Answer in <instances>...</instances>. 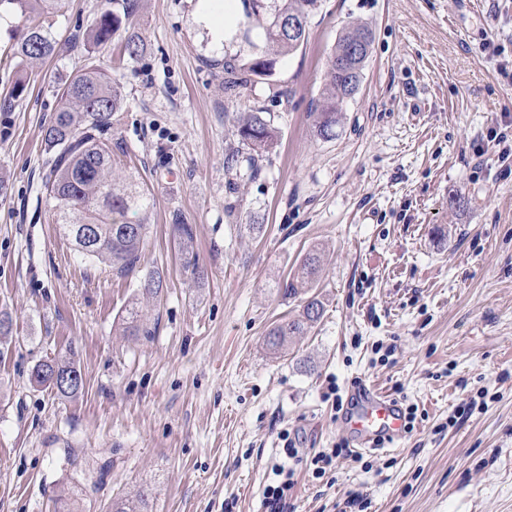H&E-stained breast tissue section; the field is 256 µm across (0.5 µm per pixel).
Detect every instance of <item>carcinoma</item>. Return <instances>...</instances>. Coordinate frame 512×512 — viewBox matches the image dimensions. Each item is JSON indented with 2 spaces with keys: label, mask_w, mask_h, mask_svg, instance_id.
Masks as SVG:
<instances>
[{
  "label": "carcinoma",
  "mask_w": 512,
  "mask_h": 512,
  "mask_svg": "<svg viewBox=\"0 0 512 512\" xmlns=\"http://www.w3.org/2000/svg\"><path fill=\"white\" fill-rule=\"evenodd\" d=\"M63 0H0V15L48 18L62 7ZM136 0H112V9L96 18L83 35L87 54L83 63L59 79L43 74L42 79L55 88L57 108L44 130L45 151L49 155V170L44 180L46 202L53 210L55 223L71 239L83 256L112 264L116 275L133 273L141 259L148 230V219L153 199L135 175L114 177L112 170V143L104 135L112 127V114L123 103L120 87L112 80V73L100 66L95 50L112 42L120 31L123 54L131 60L144 52L145 44L135 31ZM246 18L254 19L264 29V47L246 41L239 57L247 61L241 68L224 62L226 87L236 89L245 83L242 73L271 76L274 57L290 54L304 43L310 16L319 8L320 0H244ZM297 18L301 24L295 34H288V19ZM366 40V48L359 56L349 59L351 73L336 72V58L347 54L359 40ZM373 32L366 25H353L342 30L329 57L323 74V90L313 116L314 135L322 140L336 137L346 106L357 94L369 58ZM62 46L51 31L42 24L31 27L25 38L11 48L10 59L19 73L10 93L0 106L9 107L29 84L30 75L38 63L58 55ZM237 133L247 148L246 161L251 173L261 170L262 161L277 143V131L259 112H250L239 120ZM90 224L96 229L91 242L84 241L73 228ZM179 231L178 251L184 259V268L200 275L193 258V231L189 224L176 222ZM320 272V260L315 252L308 253L300 264L296 283L288 285V294L306 288ZM322 314L321 301L307 298L302 315L282 322L268 332V344L279 351L288 342L302 336L309 325ZM141 310L131 303L123 317V325L130 336L138 335ZM74 375L76 383L67 388L56 386L49 377L53 371ZM31 380L38 386L55 391L64 399L80 394L84 388L81 372L74 362L64 356L36 364Z\"/></svg>",
  "instance_id": "cac0c4a2"
}]
</instances>
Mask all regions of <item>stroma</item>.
<instances>
[{"mask_svg": "<svg viewBox=\"0 0 512 512\" xmlns=\"http://www.w3.org/2000/svg\"><path fill=\"white\" fill-rule=\"evenodd\" d=\"M200 5L137 0L145 50L112 72L116 169L154 199L136 274L82 260L45 207L48 84L0 109V512H107L141 492L148 512H266L278 465L292 512H512V174L475 155L512 115V0H321L307 42L233 91L243 2L220 40ZM111 7L63 0L52 32L82 34ZM354 23L375 35L364 79L321 140L312 105ZM256 111L278 141L251 179L224 160L242 149L236 113ZM176 213L205 279L182 266ZM314 248L323 316L273 354L266 334L302 313L285 288ZM153 271L164 288L146 299ZM135 300L145 332L128 336ZM66 352L84 381L71 400L30 380ZM360 381L421 417L397 447L315 477L313 456L347 437L328 387L345 400ZM472 399L482 409L449 427Z\"/></svg>", "mask_w": 512, "mask_h": 512, "instance_id": "35a3bbf8", "label": "stroma"}]
</instances>
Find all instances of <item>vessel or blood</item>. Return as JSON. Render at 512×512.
Returning <instances> with one entry per match:
<instances>
[{
    "mask_svg": "<svg viewBox=\"0 0 512 512\" xmlns=\"http://www.w3.org/2000/svg\"><path fill=\"white\" fill-rule=\"evenodd\" d=\"M344 423L352 446L380 450L395 447L405 417L400 403L367 383L355 386Z\"/></svg>",
    "mask_w": 512,
    "mask_h": 512,
    "instance_id": "obj_1",
    "label": "vessel or blood"
}]
</instances>
